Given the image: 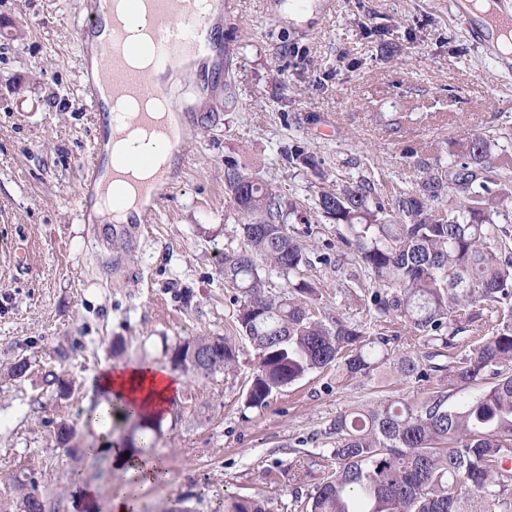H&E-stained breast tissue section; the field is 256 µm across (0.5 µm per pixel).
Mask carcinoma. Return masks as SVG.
Instances as JSON below:
<instances>
[{
    "label": "carcinoma",
    "instance_id": "obj_1",
    "mask_svg": "<svg viewBox=\"0 0 512 512\" xmlns=\"http://www.w3.org/2000/svg\"><path fill=\"white\" fill-rule=\"evenodd\" d=\"M292 164L319 165L302 147L283 155ZM413 186L388 197L365 177L322 183L316 208L367 272L369 322L319 315L312 265L289 223L309 219L295 202L230 163L224 181L241 216L240 247L224 255V283L241 335L257 352L245 406L261 411L282 388L330 366L342 378H370L390 361V337L408 333L436 347L423 358L403 356L406 379L427 385L409 401L378 398L348 409L331 423L334 447L295 462L297 482L320 470L296 512H512V225L495 217L512 210V152L498 138L465 133L448 141V166L420 165ZM249 190L242 199V188ZM448 198V204L441 203ZM283 280L280 292L266 286ZM470 337L457 354L453 338ZM175 366L198 375L237 367L236 346L222 336L185 340ZM491 378L478 395L451 406L453 392ZM63 423L59 445L92 465L100 458L69 445ZM16 512H45L33 491ZM214 512H267L259 497L224 500Z\"/></svg>",
    "mask_w": 512,
    "mask_h": 512
}]
</instances>
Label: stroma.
Wrapping results in <instances>:
<instances>
[{
  "mask_svg": "<svg viewBox=\"0 0 512 512\" xmlns=\"http://www.w3.org/2000/svg\"><path fill=\"white\" fill-rule=\"evenodd\" d=\"M220 39L235 50L224 72L232 99L194 126L182 177L154 223L132 239L93 241L78 219L80 168L92 159L95 115L81 94L83 57L75 22L81 0H0V371L18 358L30 368L0 378V512H14L9 480L26 473L46 512H88L74 489H95L97 508L125 489L114 467L74 462L56 443L60 423L73 445L101 441L85 425L90 378L129 361L171 368L177 344L227 336L238 366L204 378L181 372L182 386L152 434L149 456L167 470L160 484L129 489L139 512H213L223 499L262 496L270 512H293L288 470L297 448L325 452L336 416L393 391L418 399L422 386L387 367L374 379L337 378L329 367L275 394L263 411L245 408L256 352L239 336L233 289L221 273L240 245V215L224 186L234 160L302 210L314 205L321 175L368 177L384 193L412 186L417 161L447 165L443 141L497 132L512 149V70L495 50L474 45L452 0H335L307 35L273 0H232ZM401 116L391 124V116ZM304 147L320 169L283 161ZM345 229L312 225L301 234L316 254H339L341 269H307L318 307L368 320L343 246ZM69 356L59 360L57 344ZM68 380L47 386L46 370Z\"/></svg>",
  "mask_w": 512,
  "mask_h": 512,
  "instance_id": "stroma-1",
  "label": "stroma"
}]
</instances>
